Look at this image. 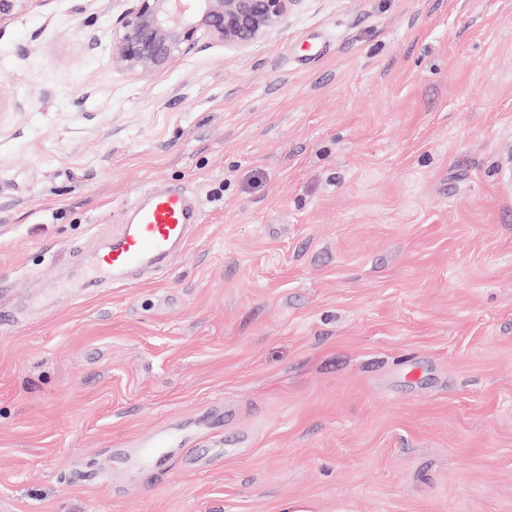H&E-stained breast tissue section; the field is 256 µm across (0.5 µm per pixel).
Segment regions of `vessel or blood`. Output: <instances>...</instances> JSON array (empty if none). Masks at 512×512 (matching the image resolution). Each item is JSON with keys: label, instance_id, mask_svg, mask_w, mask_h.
I'll use <instances>...</instances> for the list:
<instances>
[{"label": "vessel or blood", "instance_id": "obj_1", "mask_svg": "<svg viewBox=\"0 0 512 512\" xmlns=\"http://www.w3.org/2000/svg\"><path fill=\"white\" fill-rule=\"evenodd\" d=\"M201 222V209L185 192L167 189L150 193L145 203L136 206L132 219L94 255L96 271L111 275L113 283L128 282L146 265L163 264L179 254ZM176 443L174 431H157L143 443L142 465H149L158 449L172 448Z\"/></svg>", "mask_w": 512, "mask_h": 512}]
</instances>
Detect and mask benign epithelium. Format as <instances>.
<instances>
[{
	"label": "benign epithelium",
	"instance_id": "1",
	"mask_svg": "<svg viewBox=\"0 0 512 512\" xmlns=\"http://www.w3.org/2000/svg\"><path fill=\"white\" fill-rule=\"evenodd\" d=\"M28 0H0V25ZM111 30L112 66L149 79L176 54L190 51L203 33L245 47L284 25L301 0H132Z\"/></svg>",
	"mask_w": 512,
	"mask_h": 512
}]
</instances>
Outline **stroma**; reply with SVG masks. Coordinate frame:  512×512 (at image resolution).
<instances>
[{
    "label": "stroma",
    "instance_id": "obj_1",
    "mask_svg": "<svg viewBox=\"0 0 512 512\" xmlns=\"http://www.w3.org/2000/svg\"><path fill=\"white\" fill-rule=\"evenodd\" d=\"M129 6L0 25V512H512V0H301L150 80ZM165 188L184 251L84 287ZM177 443V434L171 429H160L150 438L138 443V448H147L143 450V457L141 463L143 466L150 465V457H152L158 448H174Z\"/></svg>",
    "mask_w": 512,
    "mask_h": 512
}]
</instances>
